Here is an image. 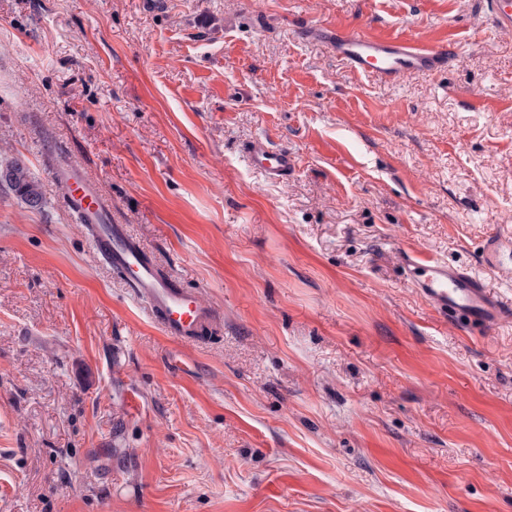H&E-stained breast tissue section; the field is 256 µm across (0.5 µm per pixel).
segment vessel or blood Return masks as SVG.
I'll return each instance as SVG.
<instances>
[{
	"mask_svg": "<svg viewBox=\"0 0 512 512\" xmlns=\"http://www.w3.org/2000/svg\"><path fill=\"white\" fill-rule=\"evenodd\" d=\"M490 6L494 28L511 33L512 0H490ZM309 33L329 43L350 69L376 78L435 74L447 69L452 54L445 45L418 46L401 38L378 39L330 25L310 28ZM246 153L251 166L270 180L288 178L296 168L294 152L264 138L253 140ZM55 174L65 187L69 207L89 229L95 252L123 276L136 298L147 303L163 333L185 341L209 331L216 321L214 310L198 294L181 288L174 276L161 274L152 254L124 225L109 223L111 203L79 175L74 162L57 163ZM400 261L423 297L463 326L482 330L503 317L481 281L466 270L414 251L402 252Z\"/></svg>",
	"mask_w": 512,
	"mask_h": 512,
	"instance_id": "obj_1",
	"label": "vessel or blood"
}]
</instances>
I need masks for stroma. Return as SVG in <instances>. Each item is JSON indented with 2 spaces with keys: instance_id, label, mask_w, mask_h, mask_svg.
I'll use <instances>...</instances> for the list:
<instances>
[{
  "instance_id": "1",
  "label": "stroma",
  "mask_w": 512,
  "mask_h": 512,
  "mask_svg": "<svg viewBox=\"0 0 512 512\" xmlns=\"http://www.w3.org/2000/svg\"><path fill=\"white\" fill-rule=\"evenodd\" d=\"M452 42L386 82L303 36ZM290 148L271 182L244 149ZM60 153L217 312L165 336L94 251ZM0 512H512V33L487 0H0ZM416 250L508 316L469 335ZM0 184H6L30 209L42 208L44 196L41 186L21 160L10 161L5 167L0 164Z\"/></svg>"
}]
</instances>
